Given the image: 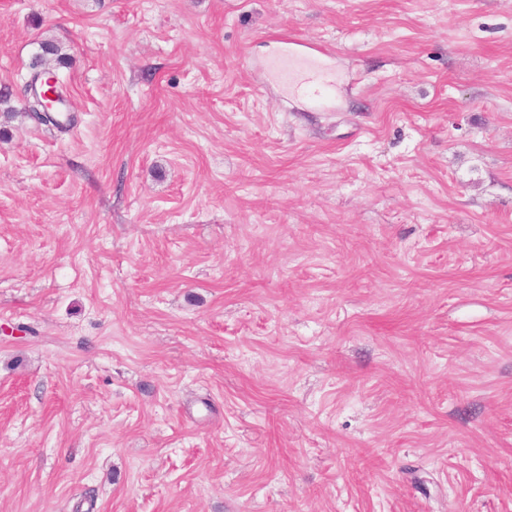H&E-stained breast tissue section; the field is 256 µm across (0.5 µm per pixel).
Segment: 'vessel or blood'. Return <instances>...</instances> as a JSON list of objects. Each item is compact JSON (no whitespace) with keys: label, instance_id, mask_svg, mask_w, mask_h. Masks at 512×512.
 Wrapping results in <instances>:
<instances>
[{"label":"vessel or blood","instance_id":"b4317fda","mask_svg":"<svg viewBox=\"0 0 512 512\" xmlns=\"http://www.w3.org/2000/svg\"><path fill=\"white\" fill-rule=\"evenodd\" d=\"M270 68L286 90L299 93L312 103H323L333 92L332 81L318 70L313 55L291 52L273 60Z\"/></svg>","mask_w":512,"mask_h":512}]
</instances>
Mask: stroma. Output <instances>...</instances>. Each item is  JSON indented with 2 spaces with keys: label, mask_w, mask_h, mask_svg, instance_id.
<instances>
[{
  "label": "stroma",
  "mask_w": 512,
  "mask_h": 512,
  "mask_svg": "<svg viewBox=\"0 0 512 512\" xmlns=\"http://www.w3.org/2000/svg\"><path fill=\"white\" fill-rule=\"evenodd\" d=\"M0 93V512H512V0H0ZM282 86L288 91L305 96L314 104H321L333 92V82L318 70L312 54L289 52L270 63Z\"/></svg>",
  "instance_id": "1"
}]
</instances>
